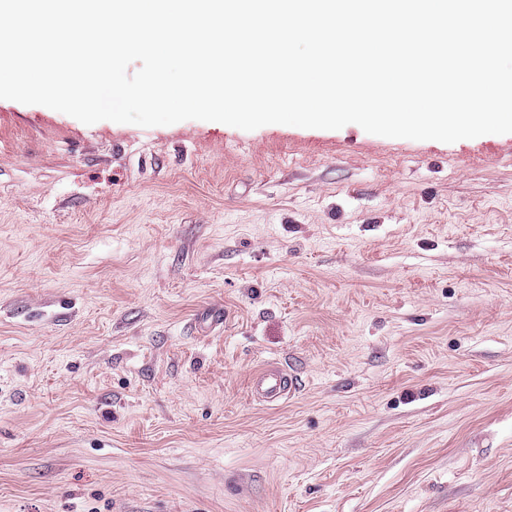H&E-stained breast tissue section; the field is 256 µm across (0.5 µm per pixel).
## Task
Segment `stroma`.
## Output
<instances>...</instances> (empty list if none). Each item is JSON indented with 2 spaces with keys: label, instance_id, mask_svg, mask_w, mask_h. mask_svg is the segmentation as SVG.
Instances as JSON below:
<instances>
[{
  "label": "stroma",
  "instance_id": "35a3bbf8",
  "mask_svg": "<svg viewBox=\"0 0 512 512\" xmlns=\"http://www.w3.org/2000/svg\"><path fill=\"white\" fill-rule=\"evenodd\" d=\"M0 512H512V133L0 99ZM250 385L253 397L270 405H279L291 398L298 388L295 376L277 364L256 370Z\"/></svg>",
  "mask_w": 512,
  "mask_h": 512
}]
</instances>
